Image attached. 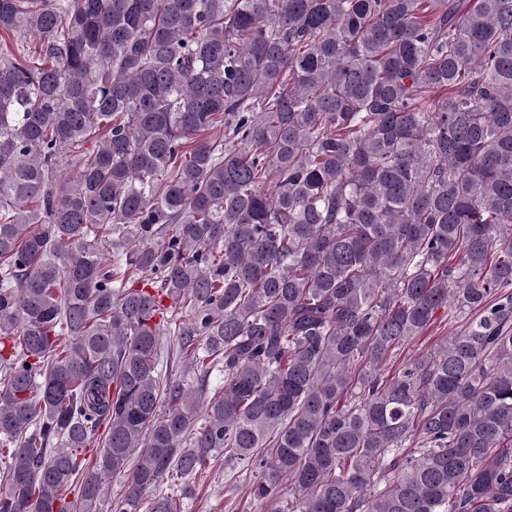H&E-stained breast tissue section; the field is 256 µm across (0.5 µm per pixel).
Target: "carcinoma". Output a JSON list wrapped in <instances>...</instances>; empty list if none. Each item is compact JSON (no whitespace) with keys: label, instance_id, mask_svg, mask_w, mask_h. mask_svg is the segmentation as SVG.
I'll return each mask as SVG.
<instances>
[{"label":"carcinoma","instance_id":"carcinoma-1","mask_svg":"<svg viewBox=\"0 0 512 512\" xmlns=\"http://www.w3.org/2000/svg\"><path fill=\"white\" fill-rule=\"evenodd\" d=\"M0 448V512H512V0H0ZM237 475L225 469L224 458L218 459L210 471L196 478L200 496L184 500L183 512H228L224 506L230 502L235 505V512H273L271 504L249 495L248 484Z\"/></svg>","mask_w":512,"mask_h":512}]
</instances>
